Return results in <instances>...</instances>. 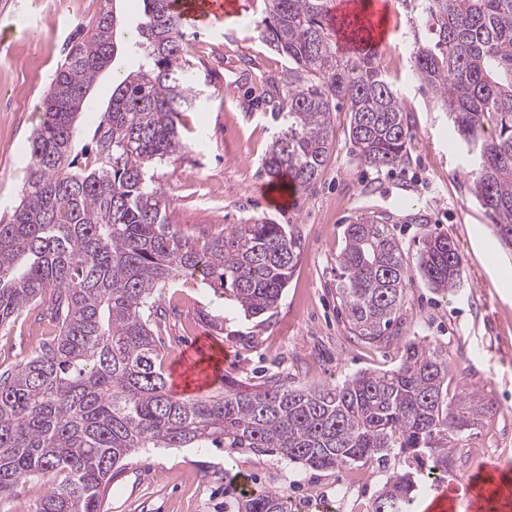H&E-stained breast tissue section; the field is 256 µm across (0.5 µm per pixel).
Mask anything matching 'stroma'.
Instances as JSON below:
<instances>
[{"label":"stroma","instance_id":"obj_1","mask_svg":"<svg viewBox=\"0 0 512 512\" xmlns=\"http://www.w3.org/2000/svg\"><path fill=\"white\" fill-rule=\"evenodd\" d=\"M102 0H0V42L15 46L0 63V217L20 199L24 152L39 103L79 24ZM240 16L223 26L184 27L182 55L200 92L182 120L187 147L164 167L160 180L171 200L174 228L205 239L231 224L268 218L287 225L300 243L298 265L273 314L247 317L222 293L193 278L163 289L157 299L164 338L163 366L182 383L181 356L208 341L217 376L205 394L225 382L258 385L275 375L292 388L339 385L357 373L394 368L406 341L417 339L447 357L448 397L473 393L493 409L459 434L449 456L448 481L471 478L485 463L512 471V251L502 248L491 221L470 193L471 162L457 146L448 114L413 70L415 37L422 27L411 0H389L388 37L379 66L406 105L409 162L375 169L355 161L346 107L334 112L333 152L295 206L281 210L261 193L269 179L262 160L277 133L262 95L288 62L261 39L256 26L263 0H243ZM388 218L404 252L415 256L426 232L458 243L463 281L448 294L413 277L398 325L389 338L368 344L350 331L336 294V264L344 230L361 215ZM49 322L22 314L0 333V370L14 368L52 338ZM411 454L392 450L383 462L316 470L272 450L253 448H145L124 461L103 512H234L240 494L284 493L292 512H370L386 480L412 471Z\"/></svg>","mask_w":512,"mask_h":512}]
</instances>
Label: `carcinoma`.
I'll list each match as a JSON object with an SVG mask.
<instances>
[{
  "label": "carcinoma",
  "instance_id": "cac0c4a2",
  "mask_svg": "<svg viewBox=\"0 0 512 512\" xmlns=\"http://www.w3.org/2000/svg\"><path fill=\"white\" fill-rule=\"evenodd\" d=\"M78 26L40 102L21 199L0 219V331L24 310L49 314L55 337L0 373V502L26 477H62L35 512H101L122 462L142 448H271L292 463L343 470L392 449L428 455L448 474L459 433L492 404L448 401V359L408 341L398 369L360 372L341 385L292 389L231 384L216 395L173 392L151 327L156 294L181 277L222 290L244 313L273 312L300 244L270 220L227 226L204 243L173 227L156 177L186 148L181 116L196 106L170 0H143L132 44L144 63L114 83L92 136L78 147L89 91L118 51L120 18L104 0ZM428 36L414 72L449 112L458 143L475 155L471 194L512 250V0H422ZM328 0H264L259 35L290 66L273 82L282 131L263 162L297 191L315 183L333 148V112L348 105L351 153L393 168L408 158L406 107L354 22L333 24ZM364 46L339 54L335 31ZM336 291L353 333L382 341L417 273L442 293L461 283L451 236L425 235L410 263L389 224L368 217L345 228ZM423 485L413 473L387 481L371 512H409ZM237 512H288V497L242 495Z\"/></svg>",
  "mask_w": 512,
  "mask_h": 512
}]
</instances>
